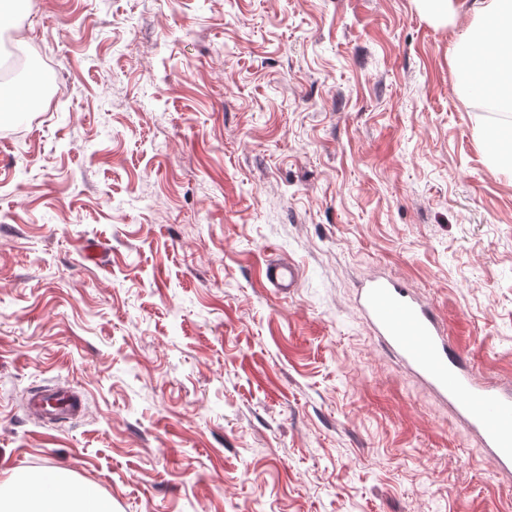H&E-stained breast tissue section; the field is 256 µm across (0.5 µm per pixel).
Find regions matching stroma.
<instances>
[{"mask_svg": "<svg viewBox=\"0 0 512 512\" xmlns=\"http://www.w3.org/2000/svg\"><path fill=\"white\" fill-rule=\"evenodd\" d=\"M12 18L65 97L0 122V470L66 468L112 512H512L359 307L370 277L406 283L512 382V171L482 134L512 120L456 85L465 23L417 0ZM47 384L84 416L29 415ZM267 280L276 288H295L299 279V270L290 262L267 265Z\"/></svg>", "mask_w": 512, "mask_h": 512, "instance_id": "1", "label": "stroma"}]
</instances>
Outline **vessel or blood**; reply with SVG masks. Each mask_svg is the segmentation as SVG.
I'll use <instances>...</instances> for the list:
<instances>
[{"mask_svg": "<svg viewBox=\"0 0 512 512\" xmlns=\"http://www.w3.org/2000/svg\"><path fill=\"white\" fill-rule=\"evenodd\" d=\"M267 280L294 288L299 271L292 263L267 265ZM359 305L384 345L454 410L480 440L499 473L512 474V386L478 379L467 356L449 340L434 306L417 298L406 284L374 277L360 290ZM29 414L54 424L81 417L83 395L69 387L31 392Z\"/></svg>", "mask_w": 512, "mask_h": 512, "instance_id": "b4317fda", "label": "vessel or blood"}]
</instances>
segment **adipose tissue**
<instances>
[{
	"label": "adipose tissue",
	"instance_id": "adipose-tissue-1",
	"mask_svg": "<svg viewBox=\"0 0 512 512\" xmlns=\"http://www.w3.org/2000/svg\"><path fill=\"white\" fill-rule=\"evenodd\" d=\"M419 3L423 13L432 20L444 22L464 16L471 23L452 50L460 88L470 86L477 45H485L498 61L512 67V0H419ZM491 20L502 26L499 39L484 35ZM0 512H112V501L98 498L91 487L57 466L27 475L0 470Z\"/></svg>",
	"mask_w": 512,
	"mask_h": 512
}]
</instances>
